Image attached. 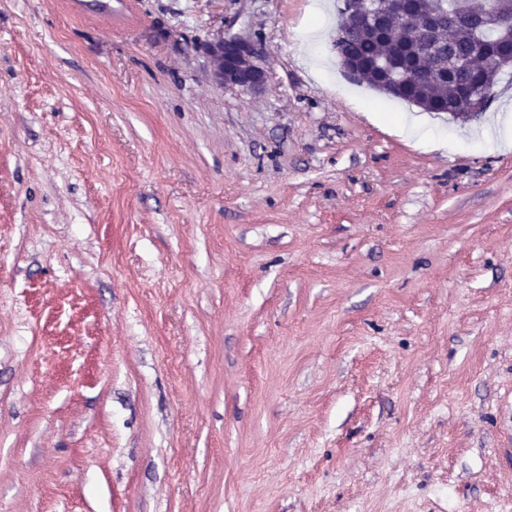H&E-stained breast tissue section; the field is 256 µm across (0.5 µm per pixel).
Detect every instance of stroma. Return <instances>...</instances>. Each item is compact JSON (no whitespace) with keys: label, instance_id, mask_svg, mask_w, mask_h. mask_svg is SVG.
I'll list each match as a JSON object with an SVG mask.
<instances>
[{"label":"stroma","instance_id":"stroma-1","mask_svg":"<svg viewBox=\"0 0 512 512\" xmlns=\"http://www.w3.org/2000/svg\"><path fill=\"white\" fill-rule=\"evenodd\" d=\"M132 3L0 0V512H512V68L453 123L333 0ZM205 54L212 78L221 87L251 91L266 83L267 72L256 63V50L250 41L222 35L206 44Z\"/></svg>","mask_w":512,"mask_h":512}]
</instances>
